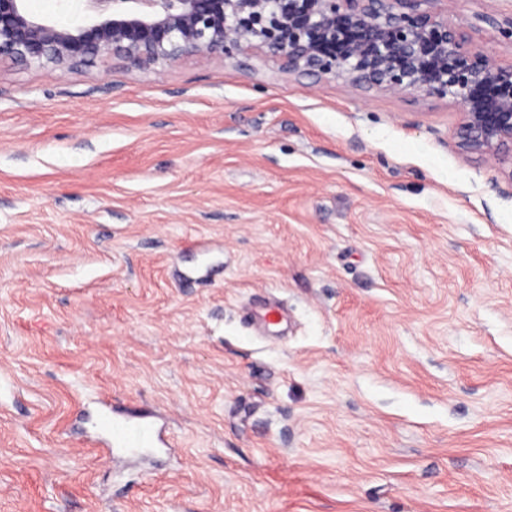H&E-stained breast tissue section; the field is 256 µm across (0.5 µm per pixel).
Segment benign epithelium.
<instances>
[{"label":"benign epithelium","instance_id":"1","mask_svg":"<svg viewBox=\"0 0 512 512\" xmlns=\"http://www.w3.org/2000/svg\"><path fill=\"white\" fill-rule=\"evenodd\" d=\"M62 28L27 0H0V59L60 72L97 58L162 70L189 55L261 52L299 75L449 99L461 150L512 155V64L471 45L440 0H80Z\"/></svg>","mask_w":512,"mask_h":512}]
</instances>
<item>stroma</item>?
<instances>
[{
  "label": "stroma",
  "mask_w": 512,
  "mask_h": 512,
  "mask_svg": "<svg viewBox=\"0 0 512 512\" xmlns=\"http://www.w3.org/2000/svg\"><path fill=\"white\" fill-rule=\"evenodd\" d=\"M440 7L512 62V0ZM460 123L260 57L0 61V512H512V161ZM104 399L169 452L93 447Z\"/></svg>",
  "instance_id": "1"
}]
</instances>
